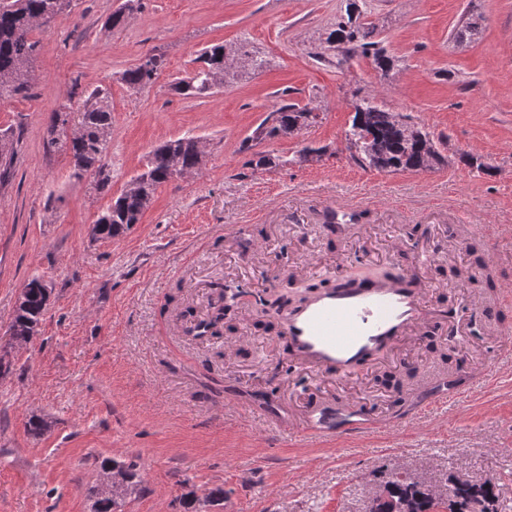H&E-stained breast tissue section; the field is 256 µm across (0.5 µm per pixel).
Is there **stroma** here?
Returning a JSON list of instances; mask_svg holds the SVG:
<instances>
[{
    "label": "stroma",
    "mask_w": 512,
    "mask_h": 512,
    "mask_svg": "<svg viewBox=\"0 0 512 512\" xmlns=\"http://www.w3.org/2000/svg\"><path fill=\"white\" fill-rule=\"evenodd\" d=\"M122 2L73 0L35 30L32 89L0 100V128L18 139L0 183V337L31 277L51 289L37 335L0 376V512H91L105 459L138 466L145 490L126 512H183L180 498L216 487L224 502L211 512H363L399 466L443 490L452 474L492 480L496 512H512V381L480 387L493 352L512 340L490 332L512 329V306L501 304L512 286V0H139L109 27ZM352 4L394 57L390 71L327 50ZM471 17L480 34L456 42ZM215 44L245 48L248 62L210 94L176 93L174 80ZM149 54L163 68L129 89L124 72ZM102 82L112 88V183L98 193L44 141L60 104L77 124ZM368 96L429 132L444 163L357 164L346 132ZM287 101L320 120L254 139ZM187 136L203 139V164L159 185L123 236L92 238L149 153ZM306 147L321 157L298 161ZM260 153L286 162L255 166ZM336 207L356 208L357 222L330 227ZM402 270L430 285L434 313L456 312V338L417 334L340 381L296 370L278 320L293 288ZM226 289L240 295L231 329L195 337L194 321ZM477 296L483 309L472 307ZM461 364L477 387L467 409L407 422L417 388ZM336 398L366 407L381 429L321 441L285 429ZM34 415L51 426L43 436L26 429Z\"/></svg>",
    "instance_id": "1"
}]
</instances>
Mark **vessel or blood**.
<instances>
[{
  "label": "vessel or blood",
  "mask_w": 512,
  "mask_h": 512,
  "mask_svg": "<svg viewBox=\"0 0 512 512\" xmlns=\"http://www.w3.org/2000/svg\"><path fill=\"white\" fill-rule=\"evenodd\" d=\"M427 289L415 274L378 277L337 274L334 285L320 289L282 320L290 355L311 372L344 379L359 372L397 342L432 324ZM471 390L453 376L436 378L430 395L416 408L417 418L434 409L468 402ZM377 422L358 404L336 401L310 407L290 432L310 440L360 437L375 432Z\"/></svg>",
  "instance_id": "obj_1"
}]
</instances>
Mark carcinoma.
Listing matches in <instances>:
<instances>
[{"mask_svg": "<svg viewBox=\"0 0 512 512\" xmlns=\"http://www.w3.org/2000/svg\"><path fill=\"white\" fill-rule=\"evenodd\" d=\"M73 0H0V99L28 94L32 80V64L39 52V42L32 38V32L41 27L44 19L53 20L71 9ZM369 32L360 24L347 18L337 24L329 33L327 43L341 55L348 57L359 51L372 55L380 69H389L394 59L376 48V43L366 41ZM162 65L161 57L149 55L133 69L126 71L123 81L132 89L150 84ZM224 84V46L216 45L203 52L201 67L191 76L179 81L174 91L187 97L211 93ZM69 106L62 104L53 113L48 130L46 147L70 155L74 176L96 173L100 179L94 182V189L104 192L112 182L106 156L112 127V90L107 84L95 86L83 101L81 121L73 136L64 134ZM309 111L295 103H285L272 111L276 115L275 125L266 128L265 136L275 138L294 133L302 115ZM346 140L355 153L352 159L362 165L398 170H423L442 160L433 147L430 135L404 120V117L386 111L372 97H367L356 106L351 128ZM14 134L11 129L0 131V182L9 176ZM192 172L202 164L194 139L180 138L168 141L151 152L147 170L130 180L131 186L103 211L91 228L96 239H114L123 235L141 217L152 203L158 185L171 179L174 163ZM25 301L16 308L10 324V333L19 342L29 341L46 311L47 284L38 277L26 285ZM224 329V308L215 307L210 317L197 322L193 327L196 336H215ZM119 470L127 482V494L123 499L98 497L94 501V512H124L126 499L142 493L136 465L127 466L100 462V468ZM452 482V498L447 508L450 512H464L467 500L475 493H482L495 499L494 484L486 480L480 484L459 485ZM396 500L415 509L428 512L430 501L427 496L429 485L412 478L396 477L393 480ZM224 499V490L211 489L201 496L186 497L181 501L184 512H204V509L219 504Z\"/></svg>", "mask_w": 512, "mask_h": 512, "instance_id": "obj_1", "label": "carcinoma"}]
</instances>
